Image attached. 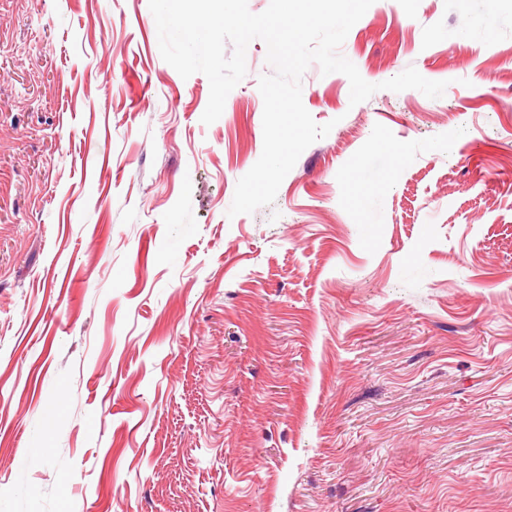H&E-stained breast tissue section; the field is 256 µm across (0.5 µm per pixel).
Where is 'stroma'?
<instances>
[{
	"mask_svg": "<svg viewBox=\"0 0 512 512\" xmlns=\"http://www.w3.org/2000/svg\"><path fill=\"white\" fill-rule=\"evenodd\" d=\"M340 52L377 92L310 65L331 132L231 218L262 40L207 126L148 0H0V512H512V0Z\"/></svg>",
	"mask_w": 512,
	"mask_h": 512,
	"instance_id": "stroma-1",
	"label": "stroma"
}]
</instances>
